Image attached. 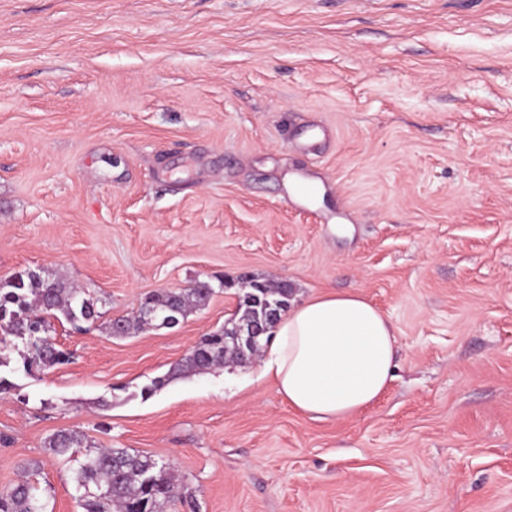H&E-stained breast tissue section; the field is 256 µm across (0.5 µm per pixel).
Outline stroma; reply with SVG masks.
Wrapping results in <instances>:
<instances>
[{
    "mask_svg": "<svg viewBox=\"0 0 512 512\" xmlns=\"http://www.w3.org/2000/svg\"><path fill=\"white\" fill-rule=\"evenodd\" d=\"M24 269L102 319L55 323L54 369L11 352L0 489L36 461L78 512L46 448L76 430L170 463L199 512H512V0H0V278ZM243 275L373 303L385 394L315 421L253 362L142 396ZM199 282L178 326L108 335Z\"/></svg>",
    "mask_w": 512,
    "mask_h": 512,
    "instance_id": "stroma-1",
    "label": "stroma"
}]
</instances>
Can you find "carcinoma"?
Here are the masks:
<instances>
[{
	"label": "carcinoma",
	"mask_w": 512,
	"mask_h": 512,
	"mask_svg": "<svg viewBox=\"0 0 512 512\" xmlns=\"http://www.w3.org/2000/svg\"><path fill=\"white\" fill-rule=\"evenodd\" d=\"M246 281L250 290L239 297L238 303L242 325H265L273 314L288 310L292 289L287 283L272 287L252 276ZM212 292L208 283L199 282L191 288L148 294L141 299L133 317H117L106 329L112 336L117 332L127 336L144 329L148 318L156 327H175L190 311L203 306ZM101 317L95 300L85 290L61 278L23 270L0 279V368L10 364L8 336L13 337V347H22L20 356L28 373L67 363L68 354L57 347L50 335L53 321L62 318L80 330L82 324ZM223 364L221 327L201 336L170 373L143 388V395H152L174 378L209 372ZM76 447L85 449L80 459L74 456ZM47 449L64 462L77 463L72 469V481L82 512H167L177 500L189 512H195L193 497L183 491L172 466L160 464L148 455L124 448H100L77 431L52 435ZM39 468L37 462L22 466V479L0 490V512H48L47 502L36 494L30 480Z\"/></svg>",
	"instance_id": "cac0c4a2"
}]
</instances>
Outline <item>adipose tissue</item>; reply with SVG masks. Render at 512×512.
<instances>
[{
  "label": "adipose tissue",
  "instance_id": "ef3b65f1",
  "mask_svg": "<svg viewBox=\"0 0 512 512\" xmlns=\"http://www.w3.org/2000/svg\"><path fill=\"white\" fill-rule=\"evenodd\" d=\"M262 373L294 411L322 421L355 417L393 379V323L356 293L324 292L282 314Z\"/></svg>",
  "mask_w": 512,
  "mask_h": 512
}]
</instances>
